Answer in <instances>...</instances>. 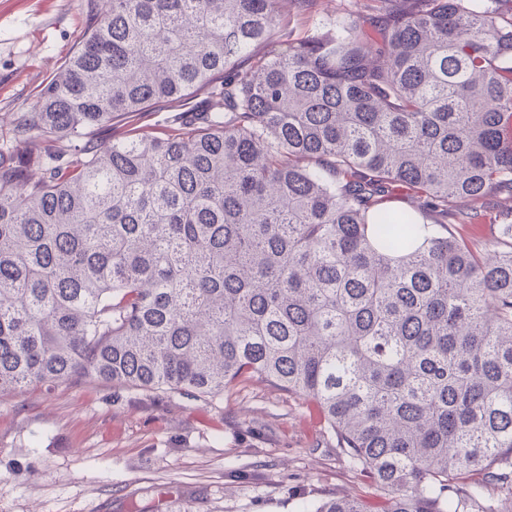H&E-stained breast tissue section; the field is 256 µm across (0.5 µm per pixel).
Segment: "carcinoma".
<instances>
[{
	"mask_svg": "<svg viewBox=\"0 0 512 512\" xmlns=\"http://www.w3.org/2000/svg\"><path fill=\"white\" fill-rule=\"evenodd\" d=\"M282 2L86 0L0 131V395L255 379L317 402L383 512H512V22L375 0L370 33L339 0L290 40ZM487 209L497 237H455ZM177 112L162 111V112H150L146 117L142 118L134 126L127 127L118 123L110 128L104 127L95 130L91 134V138L98 144H107L111 139L119 138L125 134V132L132 127L138 128V132L141 135L148 136H163L161 133L169 131L170 129L178 128L177 125H172L171 119Z\"/></svg>",
	"mask_w": 512,
	"mask_h": 512,
	"instance_id": "obj_1",
	"label": "carcinoma"
}]
</instances>
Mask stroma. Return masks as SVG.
Wrapping results in <instances>:
<instances>
[{
  "mask_svg": "<svg viewBox=\"0 0 512 512\" xmlns=\"http://www.w3.org/2000/svg\"><path fill=\"white\" fill-rule=\"evenodd\" d=\"M85 0H0V126L79 46ZM379 508L311 399L255 380L189 397L98 381L0 395V512ZM298 512H370L366 504L357 499L336 496L320 502L303 500Z\"/></svg>",
  "mask_w": 512,
  "mask_h": 512,
  "instance_id": "obj_1",
  "label": "stroma"
}]
</instances>
